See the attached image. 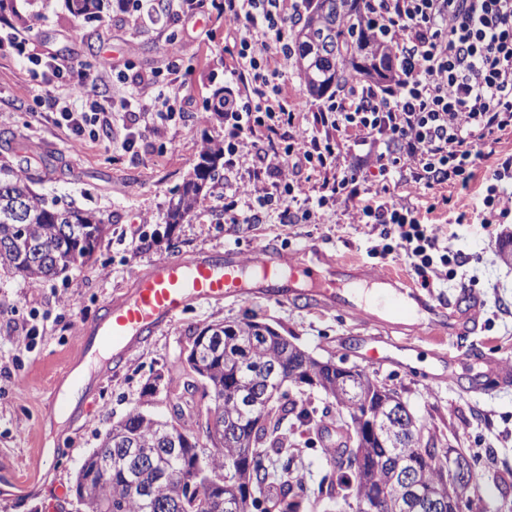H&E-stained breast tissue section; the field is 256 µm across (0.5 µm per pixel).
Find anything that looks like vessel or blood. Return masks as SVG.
I'll return each mask as SVG.
<instances>
[{"label":"vessel or blood","instance_id":"b4317fda","mask_svg":"<svg viewBox=\"0 0 512 512\" xmlns=\"http://www.w3.org/2000/svg\"><path fill=\"white\" fill-rule=\"evenodd\" d=\"M378 287L375 302L385 330L467 336L477 331L483 301L462 290L456 305L432 304L402 273H380L354 259H340L317 247L284 254L265 245L244 255L228 248L201 250L152 262L121 296L104 303L99 319L83 327L77 338L80 354L110 353L121 363L141 341L171 326L195 305L227 298L304 299L311 307L337 308L355 319L364 310L361 289ZM51 417H73L90 406L94 390L78 365H71L55 382Z\"/></svg>","mask_w":512,"mask_h":512}]
</instances>
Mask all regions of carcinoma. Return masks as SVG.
Here are the masks:
<instances>
[{
    "label": "carcinoma",
    "mask_w": 512,
    "mask_h": 512,
    "mask_svg": "<svg viewBox=\"0 0 512 512\" xmlns=\"http://www.w3.org/2000/svg\"><path fill=\"white\" fill-rule=\"evenodd\" d=\"M76 18L98 16L100 0H68ZM299 76L306 90L325 94L338 81L391 75L390 48L372 34L361 0H310L302 26L294 34ZM16 168L0 165V267L37 282L77 266L91 255L103 224L91 212L46 207L29 184L40 181L46 161L18 142ZM224 148L208 141L193 177L170 202L166 223L180 224L206 200L204 188L224 166ZM246 319L209 324L193 332L187 371L167 394L174 418L162 420L135 408L105 435L98 450L84 461L76 479L82 512H332L372 490L381 493L379 512H403L405 480L391 457H400L424 496L448 495V469L424 440L418 421L403 431L401 447L385 437L369 435L352 413L363 402L376 416L400 400L365 370L351 383L341 379L336 362L322 360L269 327ZM316 379L303 386L296 370ZM328 403L322 414L305 406L308 391ZM265 394L272 403L256 414L244 395ZM209 404L205 418L188 421L181 404L195 399ZM345 410L347 429L359 435V461L344 465L341 452L324 449L330 471L322 479L326 498L311 496L303 481L291 477L294 448L288 424L321 426L330 406ZM186 436L192 446L170 456L167 436ZM110 469L97 478L99 461Z\"/></svg>",
    "instance_id": "carcinoma-1"
}]
</instances>
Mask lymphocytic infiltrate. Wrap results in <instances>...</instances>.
Masks as SVG:
<instances>
[{
	"instance_id": "f902f5d3",
	"label": "lymphocytic infiltrate",
	"mask_w": 512,
	"mask_h": 512,
	"mask_svg": "<svg viewBox=\"0 0 512 512\" xmlns=\"http://www.w3.org/2000/svg\"><path fill=\"white\" fill-rule=\"evenodd\" d=\"M362 6L377 34L390 43L394 73L382 81L338 84L318 106L316 122L356 132L378 146L379 176L396 173L427 189L459 185L457 223L477 212L482 223H502L512 215L500 205L512 186V156L486 175L481 207H474L467 188L484 147L512 132V0H363ZM199 7L200 0H134L125 22L136 28L166 15L192 16ZM218 8L243 28L235 44L242 90L224 100L232 137L226 152L232 156L250 146L256 129L280 134L298 121V103L283 98L277 83L280 68H270L266 58L273 50L283 66L290 65L295 51L288 25L302 19L308 0H220ZM34 59L47 78L71 79L72 101L51 97L48 108L77 136L108 138L111 104L98 99L74 63L45 53ZM151 84L147 76L133 79L119 109L131 124L142 122L156 130L180 110L186 93L184 82L177 80L150 97L146 91ZM258 154L260 172L269 178L302 163L322 173L318 208L339 198L354 203L363 223L379 230L382 255L404 254L420 277L434 266L457 264V255L441 247L436 229L417 210L362 197L361 165L335 171L331 140L314 133L282 137Z\"/></svg>"
}]
</instances>
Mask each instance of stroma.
<instances>
[{
  "mask_svg": "<svg viewBox=\"0 0 512 512\" xmlns=\"http://www.w3.org/2000/svg\"><path fill=\"white\" fill-rule=\"evenodd\" d=\"M123 18L119 0H102L99 16L90 20L74 18L68 0H0V22L27 32L38 52L74 61L110 100L125 97L124 77L139 73L153 78L155 90L166 89L177 76L190 91L179 117L160 133H143L126 152L102 141L77 140L39 103L47 94L68 96V79L44 85L41 67L11 50L0 51V164L14 162L15 143H26L50 162L34 192L55 208L93 212L105 225L91 256L65 274L31 283L0 268V512H80L72 486L112 424L136 407L171 416L167 385L184 372L192 333L211 323L251 317L317 357L376 374L425 424L437 447L463 449L483 472L470 512H512V384L488 381L484 365L493 359L512 371V263L500 252L502 241L512 236V222L456 223V188L381 180L376 147L327 127L319 135L337 142V169L363 160L370 173L368 195L382 191L390 202L429 211L441 244L459 254L462 264L452 279L437 267L424 293L435 305L463 286L478 293L484 302L478 333L464 339L399 333L384 361L374 364L365 357L372 328L340 310L229 298L194 306L148 337L120 368L89 359L82 369L94 377L95 409L75 419L45 417L49 388L75 357L78 328L94 322L102 304L151 262L227 246L245 255L259 245L288 254L312 246L375 270L414 272L405 256L374 255L380 240L371 225L361 223L354 204L339 199L318 208L322 177L305 165L285 176L301 182L307 207L318 211L315 223H280L271 208L258 224L225 223V193H236L237 211L246 216L257 207L258 191L277 190L272 179L256 178L259 163L251 152L238 153L234 166L210 183L208 211L168 225L169 202L193 174L205 141L224 136L223 121L207 104L216 89H238L237 59L224 51L238 27L210 6L196 16H174L137 31ZM135 238L140 241L136 247L131 244ZM28 329L35 337L26 348L17 338ZM290 439L302 460L298 473L311 495H318L329 469L323 450L340 434L297 428ZM35 456L44 461L36 471L28 467Z\"/></svg>",
  "mask_w": 512,
  "mask_h": 512,
  "instance_id": "1",
  "label": "stroma"
}]
</instances>
